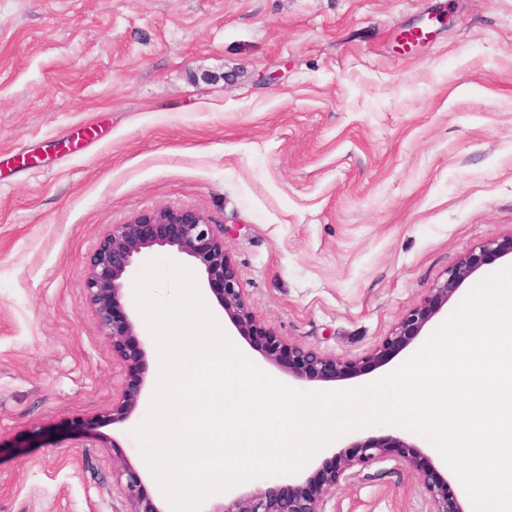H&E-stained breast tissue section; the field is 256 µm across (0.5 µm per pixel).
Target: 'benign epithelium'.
<instances>
[{
  "mask_svg": "<svg viewBox=\"0 0 512 512\" xmlns=\"http://www.w3.org/2000/svg\"><path fill=\"white\" fill-rule=\"evenodd\" d=\"M155 246H167L175 254L191 258L237 335L247 340L268 364L284 369L298 383H309L362 376L411 346L469 277L501 257L512 256V234L490 239L464 254L448 269L443 281L399 318L379 347L358 358H336L287 342L254 314L225 247L224 230L210 223L200 211L164 205L124 224H110L84 266L83 280L101 336L131 375V382L112 405V418L119 421L128 419L145 396V350L138 339L136 315L124 278L145 251ZM395 453L423 486L428 512H463L458 499L448 496V488L431 457L397 435L361 438L341 448L334 455V466L323 472L314 489L296 486L286 494L274 495L257 488L224 499L211 512H326L327 496L348 478L352 468ZM112 475L121 487L126 512H163L154 499L144 494L143 477L132 465L120 460Z\"/></svg>",
  "mask_w": 512,
  "mask_h": 512,
  "instance_id": "obj_1",
  "label": "benign epithelium"
}]
</instances>
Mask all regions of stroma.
I'll return each mask as SVG.
<instances>
[{
	"instance_id": "stroma-1",
	"label": "stroma",
	"mask_w": 512,
	"mask_h": 512,
	"mask_svg": "<svg viewBox=\"0 0 512 512\" xmlns=\"http://www.w3.org/2000/svg\"><path fill=\"white\" fill-rule=\"evenodd\" d=\"M160 205L223 225L285 340L365 355L512 233V0H0V512H124L112 466L142 469L147 410L110 416L129 374L83 266L107 225ZM396 431L245 487L318 481L336 448ZM326 509L429 506L393 455Z\"/></svg>"
}]
</instances>
